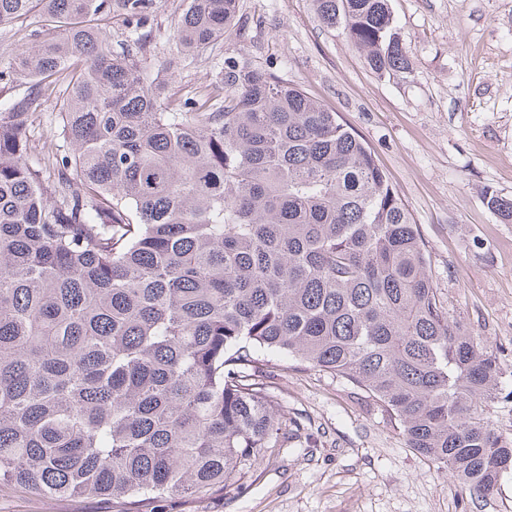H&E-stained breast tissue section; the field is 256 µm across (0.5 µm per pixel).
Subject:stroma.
Returning a JSON list of instances; mask_svg holds the SVG:
<instances>
[{"label": "stroma", "mask_w": 512, "mask_h": 512, "mask_svg": "<svg viewBox=\"0 0 512 512\" xmlns=\"http://www.w3.org/2000/svg\"><path fill=\"white\" fill-rule=\"evenodd\" d=\"M412 70L378 75L311 0H241L243 33L189 57L168 77L189 96L226 52H243L337 112L372 148L409 207L443 306L502 355L512 383V224L483 193L512 197V0H390ZM279 410L303 429L264 460L244 491L176 512H512V474L493 496L462 488L407 448L378 403L318 370L280 368ZM0 490V512H101Z\"/></svg>", "instance_id": "stroma-1"}]
</instances>
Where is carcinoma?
Returning a JSON list of instances; mask_svg holds the SVG:
<instances>
[{"label":"carcinoma","mask_w":512,"mask_h":512,"mask_svg":"<svg viewBox=\"0 0 512 512\" xmlns=\"http://www.w3.org/2000/svg\"><path fill=\"white\" fill-rule=\"evenodd\" d=\"M375 73L410 71L389 0H313ZM159 0H0L44 30L0 66V487L119 512L207 500L288 437L281 353L383 404L406 446L486 497L512 473L488 340L448 317L417 224L368 144L241 55L170 100L141 66ZM239 0H185L161 70L224 39ZM122 19V51L102 21ZM58 106L55 140L29 136ZM484 202L512 223V197ZM486 415L497 434L512 439V401L499 399L486 408Z\"/></svg>","instance_id":"carcinoma-1"}]
</instances>
